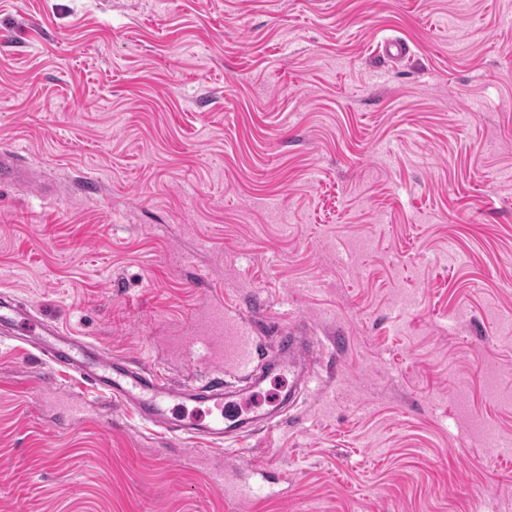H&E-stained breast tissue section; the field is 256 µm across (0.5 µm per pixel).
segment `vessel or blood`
<instances>
[{"mask_svg": "<svg viewBox=\"0 0 512 512\" xmlns=\"http://www.w3.org/2000/svg\"><path fill=\"white\" fill-rule=\"evenodd\" d=\"M27 180L20 158L0 150V184L21 186ZM22 336L33 337L49 366L73 371L83 386L108 403L130 409L152 431L178 440L203 438L214 445L268 430L297 401L296 389L277 392L269 407L248 413L241 400L259 394L271 376L296 373L306 349L313 346L312 340L288 335L269 349L255 336L252 322L217 310L204 335L188 340L195 357L216 361L217 370L196 381H172L127 356L69 335L15 297L0 295V337ZM211 480L241 501L274 494L285 478L277 470L259 467L229 486L223 470L213 471Z\"/></svg>", "mask_w": 512, "mask_h": 512, "instance_id": "1", "label": "vessel or blood"}]
</instances>
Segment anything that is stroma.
I'll use <instances>...</instances> for the list:
<instances>
[{
	"label": "stroma",
	"mask_w": 512,
	"mask_h": 512,
	"mask_svg": "<svg viewBox=\"0 0 512 512\" xmlns=\"http://www.w3.org/2000/svg\"><path fill=\"white\" fill-rule=\"evenodd\" d=\"M1 148L0 292L174 379L256 306L330 385L229 455L0 340V512H512V0H0ZM28 181V172L20 158L12 153L0 150V184L22 186ZM285 482L282 473L268 467L253 469L247 477L240 478L232 485H225L229 497L241 501L257 496H269Z\"/></svg>",
	"instance_id": "stroma-1"
}]
</instances>
